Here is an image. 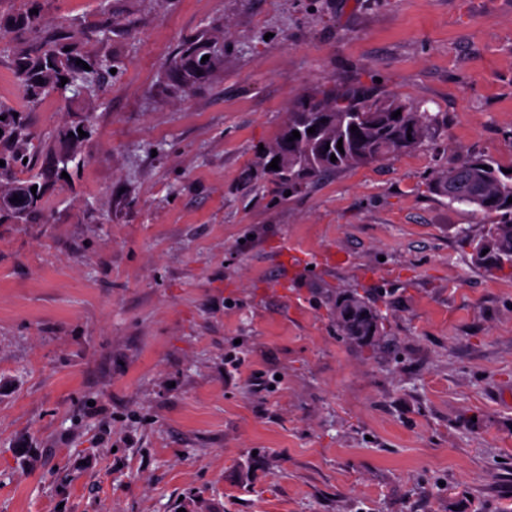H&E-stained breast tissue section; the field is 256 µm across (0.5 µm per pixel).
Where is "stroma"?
Segmentation results:
<instances>
[{
  "instance_id": "stroma-1",
  "label": "stroma",
  "mask_w": 512,
  "mask_h": 512,
  "mask_svg": "<svg viewBox=\"0 0 512 512\" xmlns=\"http://www.w3.org/2000/svg\"><path fill=\"white\" fill-rule=\"evenodd\" d=\"M109 7L81 163L0 222V512H512V275L428 179L512 165V0H0L42 36ZM224 66L189 95L200 29ZM368 87L443 115L425 144L292 197L260 146ZM56 138L82 115L45 98ZM383 316L341 336L337 291ZM208 61L201 63L203 56ZM224 66V39L203 28L195 36L185 41L166 66L165 89L173 94H188L210 80ZM200 71V74H197Z\"/></svg>"
}]
</instances>
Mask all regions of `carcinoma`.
I'll return each instance as SVG.
<instances>
[{
  "label": "carcinoma",
  "mask_w": 512,
  "mask_h": 512,
  "mask_svg": "<svg viewBox=\"0 0 512 512\" xmlns=\"http://www.w3.org/2000/svg\"><path fill=\"white\" fill-rule=\"evenodd\" d=\"M105 16L98 32L101 40L109 41L112 33L124 24L112 19L108 7L101 5ZM40 16L17 13L0 20V53H9L14 61L13 77L23 88L28 102L36 104L59 94L70 96V102L85 110L91 118L89 106L97 96L101 80L114 67L110 54L84 56L77 52L76 41L86 35L82 23L65 19L56 27L52 38L32 48L17 37L19 33H37ZM16 34L11 40L4 34ZM208 61L201 62L203 56ZM82 60L89 69L76 64ZM224 66V39L206 27L185 41L166 66L165 89L173 94H188L210 80ZM67 78L61 84V78ZM401 111L394 118L392 113ZM443 122L440 113H432L422 106L392 95L362 88L330 89L321 97L298 99L290 108L288 128L282 131L263 150L265 158L280 157L278 166L290 170L283 177L279 170L264 169L277 190L285 194L301 192L306 185L322 176L351 171L374 162L385 161L412 152L421 147ZM357 126L351 131V126ZM318 128L315 136L307 133ZM297 131L300 137L282 144ZM342 149H337V143ZM82 140L75 133L62 140L61 146L43 140L34 143V136L21 115V110L0 102V218L24 224L42 211L43 187L52 170L34 169L32 161L38 154L50 155L54 166L67 167L81 154ZM336 161H331V157ZM488 169H483V166ZM27 177L19 178L17 173ZM37 187L31 192V187ZM431 194L448 198V203L473 208V213L492 219L485 235L474 246L475 257L487 272H512V173H504L503 166L484 155L468 156L458 165L441 170L426 184ZM19 196L20 202L12 201ZM365 304L353 294L336 297V319L342 335L380 336L382 317L373 309L365 316L358 314L345 318L341 303Z\"/></svg>",
  "instance_id": "obj_1"
}]
</instances>
